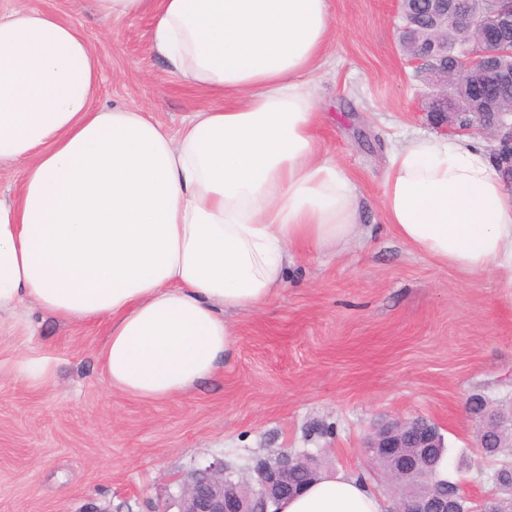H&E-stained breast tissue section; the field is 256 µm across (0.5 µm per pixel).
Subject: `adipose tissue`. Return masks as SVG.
I'll return each mask as SVG.
<instances>
[{
  "label": "adipose tissue",
  "instance_id": "1",
  "mask_svg": "<svg viewBox=\"0 0 512 512\" xmlns=\"http://www.w3.org/2000/svg\"><path fill=\"white\" fill-rule=\"evenodd\" d=\"M152 20L155 56L222 99L177 131L138 109L96 108L102 62L86 35L41 10L0 13V327L36 305L108 320L98 358L113 389L166 400L211 377L233 345L228 311H254L296 257L365 228L354 185L315 135L310 76L326 64L329 0H92ZM380 209L408 245L512 289V187L476 139L401 145ZM340 472L280 512H387Z\"/></svg>",
  "mask_w": 512,
  "mask_h": 512
}]
</instances>
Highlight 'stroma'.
Listing matches in <instances>:
<instances>
[{"mask_svg": "<svg viewBox=\"0 0 512 512\" xmlns=\"http://www.w3.org/2000/svg\"><path fill=\"white\" fill-rule=\"evenodd\" d=\"M51 12L89 36L103 63L99 107L136 106L178 129L206 92L149 51L151 21L115 22L91 0H0ZM329 62L318 77L321 149L351 176L366 246L297 258L262 309L227 313L223 368L188 394L151 402L109 388L97 354L106 321L64 324L31 307V336L0 335V512H154L175 478L223 460L309 452L324 473L397 489L363 445L378 424L424 417L448 448L445 470L479 500L512 453L482 456L479 395L512 409V290L492 273L439 266L380 218L382 181L403 141L440 133L421 106L419 71L398 47L394 0H331ZM51 356L55 378L30 385L18 353Z\"/></svg>", "mask_w": 512, "mask_h": 512, "instance_id": "35a3bbf8", "label": "stroma"}]
</instances>
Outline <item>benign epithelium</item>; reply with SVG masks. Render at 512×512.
Returning <instances> with one entry per match:
<instances>
[{
    "mask_svg": "<svg viewBox=\"0 0 512 512\" xmlns=\"http://www.w3.org/2000/svg\"><path fill=\"white\" fill-rule=\"evenodd\" d=\"M398 14L404 19L400 27L401 45H406L412 27L420 25L417 0H397ZM432 48L448 58V40L454 45L477 42L487 47L482 55L463 50L451 64L437 65L428 70L426 111L441 118L442 125L459 132L470 130L469 123L458 113L448 111V95L458 88L476 85V74L483 79L508 80L512 72L500 67L499 57L512 55V43L492 39L497 30L512 28V0H498V7L486 10L479 0H429ZM495 139L498 156L505 168L512 170V123L499 122ZM472 413L480 414L485 425L479 436V447L487 454L500 448L512 447V427L503 425V416L488 407L481 397L472 399ZM444 447L438 427L427 419L410 422L396 421L377 428L367 439L366 452L372 461L389 462L388 477L399 490L393 512H467L463 502L465 492L437 490L431 483V466ZM316 458L311 455H281L274 459H259L252 467L251 481L233 479L224 462L216 460L184 476L172 495L170 507L162 512H277L281 498L299 490V475L314 469ZM473 512H512V500L497 496L475 505Z\"/></svg>",
    "mask_w": 512,
    "mask_h": 512,
    "instance_id": "1",
    "label": "benign epithelium"
}]
</instances>
